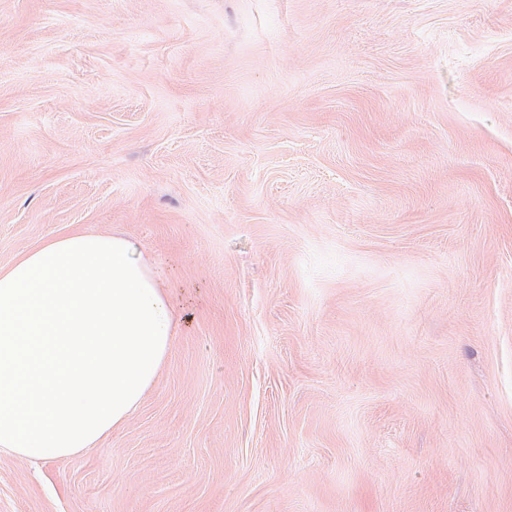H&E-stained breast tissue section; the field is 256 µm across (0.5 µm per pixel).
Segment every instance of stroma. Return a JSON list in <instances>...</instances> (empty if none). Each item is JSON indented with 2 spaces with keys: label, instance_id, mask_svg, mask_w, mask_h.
<instances>
[{
  "label": "stroma",
  "instance_id": "stroma-1",
  "mask_svg": "<svg viewBox=\"0 0 512 512\" xmlns=\"http://www.w3.org/2000/svg\"><path fill=\"white\" fill-rule=\"evenodd\" d=\"M74 227L181 324L0 512H512V0H0V266Z\"/></svg>",
  "mask_w": 512,
  "mask_h": 512
}]
</instances>
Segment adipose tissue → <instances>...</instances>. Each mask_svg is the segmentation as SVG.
I'll return each mask as SVG.
<instances>
[{
  "label": "adipose tissue",
  "instance_id": "1",
  "mask_svg": "<svg viewBox=\"0 0 512 512\" xmlns=\"http://www.w3.org/2000/svg\"><path fill=\"white\" fill-rule=\"evenodd\" d=\"M177 326L160 271L122 235H57L0 267V451L94 447L136 412Z\"/></svg>",
  "mask_w": 512,
  "mask_h": 512
}]
</instances>
